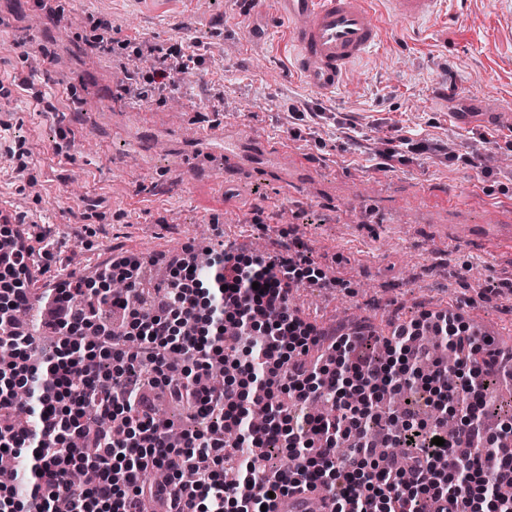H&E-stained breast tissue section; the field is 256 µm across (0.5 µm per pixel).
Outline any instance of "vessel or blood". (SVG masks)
I'll use <instances>...</instances> for the list:
<instances>
[{"label": "vessel or blood", "mask_w": 512, "mask_h": 512, "mask_svg": "<svg viewBox=\"0 0 512 512\" xmlns=\"http://www.w3.org/2000/svg\"><path fill=\"white\" fill-rule=\"evenodd\" d=\"M371 0H274L279 18L289 28L297 47L296 71L318 91L340 87L354 62L374 46L381 24L370 7ZM393 16L401 21H416L428 15L438 0H389ZM195 141L203 153H213L214 142L224 146V167L245 171L258 158L289 159L286 148L256 143L242 148L230 140L227 131L200 130ZM481 244L489 254L512 249V224L493 225L483 234ZM25 279L38 292L63 285L62 278L42 275L41 266L29 264ZM324 490L306 491L278 497L271 512H330Z\"/></svg>", "instance_id": "obj_1"}]
</instances>
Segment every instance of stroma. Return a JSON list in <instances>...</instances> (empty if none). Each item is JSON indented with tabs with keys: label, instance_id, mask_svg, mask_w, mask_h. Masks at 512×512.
<instances>
[{
	"label": "stroma",
	"instance_id": "1",
	"mask_svg": "<svg viewBox=\"0 0 512 512\" xmlns=\"http://www.w3.org/2000/svg\"><path fill=\"white\" fill-rule=\"evenodd\" d=\"M32 5L0 0V80L19 83L0 100L8 125L0 133V205L25 220L32 237L54 240L49 274L69 275L75 251L102 265L120 255L223 243L244 251L260 242L272 259L286 241L322 272L289 300L318 326L360 321L386 336L422 310L458 304L495 342L512 341V251L491 258L472 241L445 251L431 230L466 224L476 234L491 210L512 211V167L498 162L512 151V129L491 118L512 110V0H445L419 21H385L377 46L328 94L293 71L294 50L271 0L246 16L233 0L204 8L173 0L161 11L147 0H75L64 18L35 14ZM90 13L111 19L120 35L183 40L206 56L177 93L197 111L159 112L163 129L148 152L135 147L137 126L112 132L131 109L112 98L111 60L76 45ZM43 44L53 60L21 67L20 54ZM32 89L54 101L70 90L74 102L46 112ZM304 99L351 116L367 149L331 126L292 137L286 108ZM227 125L306 160L302 186L286 187L262 168L233 180L219 162L191 154L177 161L173 145L187 131ZM397 127L437 151L379 170L377 152ZM448 150L471 153L475 166L449 165ZM484 168L496 187L486 186Z\"/></svg>",
	"mask_w": 512,
	"mask_h": 512
}]
</instances>
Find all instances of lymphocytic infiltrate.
<instances>
[{
    "label": "lymphocytic infiltrate",
    "mask_w": 512,
    "mask_h": 512,
    "mask_svg": "<svg viewBox=\"0 0 512 512\" xmlns=\"http://www.w3.org/2000/svg\"><path fill=\"white\" fill-rule=\"evenodd\" d=\"M78 38L111 59L120 101L167 106L205 63L181 42L116 37L103 16L87 15ZM140 57L149 66L130 69ZM29 257L11 225L0 226V349L13 355L0 365V447L22 461L0 475V512L29 497L39 498L37 512H147L158 499L167 512H262L270 495L317 486L331 495V512H428L432 502L440 512H512V424L493 434L483 424L512 347L477 335L460 314L427 311L388 336L367 324L329 332L288 307L293 286L318 274L304 255L289 253L272 276L269 261L224 250L204 277L192 254L169 262L166 287L152 289L142 310L103 289L121 279L139 292L141 261L129 255L48 294L54 350L37 364V339L18 317L32 304ZM432 333L455 362L416 348ZM217 357L233 367L221 388L207 376ZM149 384L186 410L178 443L145 394ZM404 388L424 395L432 421L403 404L379 409ZM319 398L335 411L311 414ZM257 404L268 415L254 426L247 414ZM20 408L30 417L24 429L13 421ZM214 418L234 430V447L214 441L205 427ZM85 444L98 450L94 474L73 492L67 478ZM281 447L284 464L267 470L266 453ZM154 467L168 472L166 484L143 480ZM227 469L239 471L237 483L225 484Z\"/></svg>",
    "instance_id": "1"
}]
</instances>
